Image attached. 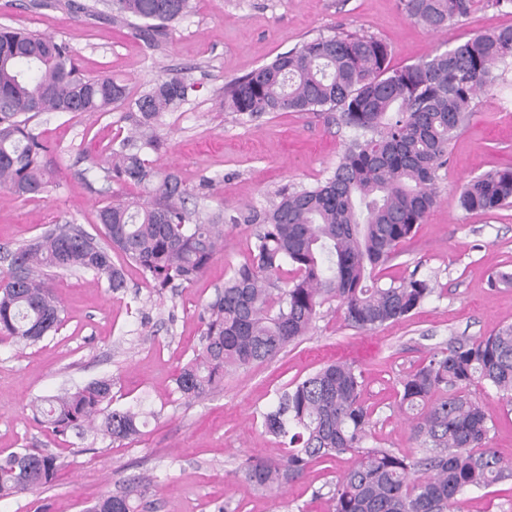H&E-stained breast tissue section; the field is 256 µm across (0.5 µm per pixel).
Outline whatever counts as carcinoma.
Wrapping results in <instances>:
<instances>
[{"label":"carcinoma","mask_w":512,"mask_h":512,"mask_svg":"<svg viewBox=\"0 0 512 512\" xmlns=\"http://www.w3.org/2000/svg\"><path fill=\"white\" fill-rule=\"evenodd\" d=\"M479 0H398L408 19L439 32L468 16ZM34 9L79 10L130 26L149 47L185 17L191 0H33ZM391 51L373 36H319L224 85V110L334 112L353 132L324 181L282 191L263 214L249 258L233 268L205 309L201 348L175 378L176 391L196 399L224 379L228 368L275 358L307 335L320 307L339 303L347 324L373 330L399 321L433 292L414 275L383 284L375 270L412 236L436 203L438 171L477 96L499 86L512 64V26L446 47L394 68ZM192 85L175 74L132 97L127 86L89 78L70 46L49 35L0 25V188L20 198L48 192L54 147L30 121L41 114L109 112L127 107L131 128L112 144L98 193L104 241L80 228L43 233L9 253L0 278V334L34 344L62 322L48 272L90 273L112 291L125 288L117 251L138 265L153 287L190 283L224 249L222 217L191 221L190 192L173 172L147 156L165 149L157 134L163 115L184 102ZM149 190L151 200L112 199V181ZM512 203V169L467 181L460 205L488 213ZM297 277L274 289L283 266ZM484 383L512 405V325L490 336L456 339L428 364L400 380V408L411 416L422 455L366 448L373 411L361 399L362 375L346 361L324 365L279 392L263 413L265 432L282 439L278 461L247 460L245 479L276 492L301 479L318 459L350 453L352 466L336 482L334 512H461L459 495L512 477V462L489 447L493 416L469 387ZM34 411L53 432L97 423L96 431L124 445L145 425L139 406H112V380L95 379L36 401ZM57 458L25 448L0 458V498L35 494L56 474ZM150 483L141 479L106 494L85 512H138Z\"/></svg>","instance_id":"obj_1"}]
</instances>
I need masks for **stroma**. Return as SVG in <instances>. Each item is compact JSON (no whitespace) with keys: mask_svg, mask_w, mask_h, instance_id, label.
<instances>
[{"mask_svg":"<svg viewBox=\"0 0 512 512\" xmlns=\"http://www.w3.org/2000/svg\"><path fill=\"white\" fill-rule=\"evenodd\" d=\"M28 0H0V24L48 34L71 46L81 72L108 75L130 94L176 73L195 89L166 113L158 132L166 148L150 161L174 172L207 212L223 213L224 250L192 284L156 291L139 268L113 253L126 277L114 292L89 276L51 279L63 308L59 331L28 345L0 336V456L24 448L54 454L59 471L38 494L0 499V512H84L132 478H151L144 512H333L337 478L351 455L312 463L280 492L255 489L243 477L249 459L276 460L284 445L264 432L262 414L277 394L325 364L347 360L362 374L361 397L373 411L367 446L419 455L399 407L400 379L451 340L486 336L512 324V287L491 286L495 271L512 272V207L464 211L461 186L485 172L512 167V65L497 93L480 96L449 147L436 182L437 202L414 236L381 267L382 282L429 279L432 294L400 321L365 331L347 325L337 302H326L309 335L274 359L225 371L205 395L188 400L174 379L201 345L200 315L254 241L249 210H264L281 190L311 187L334 169L352 133L324 116L225 111L224 86L278 54L321 35L366 34L387 43L401 67L427 59L475 34L512 26V14L476 5L447 32L410 21L398 0H192L191 12L166 40L146 49L134 31L108 17L33 10ZM31 124L55 148L52 188L23 199L0 189V275L7 254L43 231L99 230V164L112 141L126 136L124 107L72 118L40 115ZM108 377L113 403L142 404L148 417L139 442L118 446L83 428L61 437L36 416V398ZM471 395L491 410V448L512 460V405L476 385ZM462 512H512V478L465 491Z\"/></svg>","mask_w":512,"mask_h":512,"instance_id":"1","label":"stroma"}]
</instances>
